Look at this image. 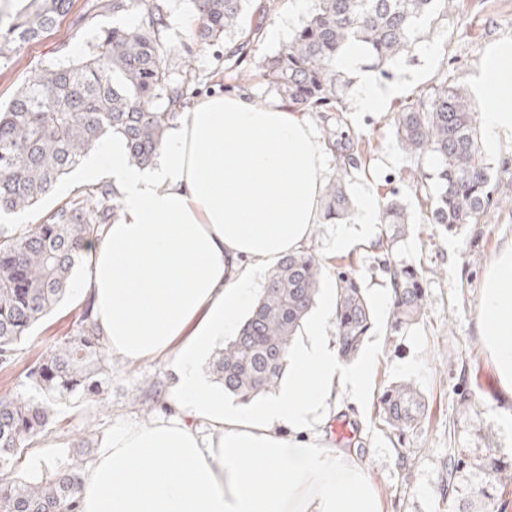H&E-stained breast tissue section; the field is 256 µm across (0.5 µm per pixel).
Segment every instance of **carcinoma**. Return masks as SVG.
<instances>
[{
  "label": "carcinoma",
  "instance_id": "obj_1",
  "mask_svg": "<svg viewBox=\"0 0 512 512\" xmlns=\"http://www.w3.org/2000/svg\"><path fill=\"white\" fill-rule=\"evenodd\" d=\"M248 0H192L197 18L194 40L215 44L239 28ZM71 0H30L7 28L0 27V55L51 31ZM458 0H315L307 20L258 69L294 112H341L349 86L342 67L346 47H366L370 68L383 76L390 65L448 19ZM118 17L141 16L129 28L114 23L98 31L89 50L33 71L12 100L0 106V215L35 210L85 152L106 135L127 142L128 161L142 166L157 157L171 122L193 94L187 73L165 65L168 27L165 0H104ZM405 153L416 164V193L422 217L452 232L478 223L494 202L489 166L478 137L471 95L444 79L390 117ZM435 159L427 172L426 158ZM346 165L324 184L323 218H348L357 201ZM121 208L115 187L106 183L78 189L45 212L36 224H0V363L73 287L74 269L86 245L100 239ZM383 224L405 228L409 214L396 199L381 209ZM386 238L383 269L391 285L395 325L418 320L425 310L424 272L390 261ZM337 350L354 358L373 326V309L359 276L336 268ZM322 266L308 249L283 257L268 273L261 295L237 333L212 360L224 392L247 403L278 388L291 343L316 303ZM91 300L79 314L75 335L58 343L28 373V391L0 396V512H79L83 464L56 458L44 465L48 476L35 482L14 476L28 450L47 437L53 406L66 396L91 402L99 397V377L110 365ZM379 419L403 435L426 415V401L409 382L390 383L377 396Z\"/></svg>",
  "mask_w": 512,
  "mask_h": 512
}]
</instances>
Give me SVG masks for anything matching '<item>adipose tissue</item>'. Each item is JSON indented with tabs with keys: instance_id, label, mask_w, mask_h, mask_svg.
Returning a JSON list of instances; mask_svg holds the SVG:
<instances>
[{
	"instance_id": "adipose-tissue-1",
	"label": "adipose tissue",
	"mask_w": 512,
	"mask_h": 512,
	"mask_svg": "<svg viewBox=\"0 0 512 512\" xmlns=\"http://www.w3.org/2000/svg\"><path fill=\"white\" fill-rule=\"evenodd\" d=\"M363 56L351 44L343 63L362 85L358 110H377L402 87L377 83ZM481 87L495 102L486 126L512 135V50L486 63ZM322 174L302 113L246 93L182 113L147 166L128 163L118 136L89 150L79 180L113 184L123 210L92 243L82 292L114 356L169 359L178 381L166 413L113 429L84 480L80 512H381L355 459L309 435L336 388L358 399L369 392L367 368H346L328 344L334 300L289 348L284 391L261 404L225 402L197 369L235 333L260 271L307 245ZM478 329L512 390V241L483 291Z\"/></svg>"
}]
</instances>
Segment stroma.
Returning <instances> with one entry per match:
<instances>
[{"label":"stroma","instance_id":"1","mask_svg":"<svg viewBox=\"0 0 512 512\" xmlns=\"http://www.w3.org/2000/svg\"><path fill=\"white\" fill-rule=\"evenodd\" d=\"M98 3L72 0L69 12L51 32L0 61V105L15 95L32 71L78 57L99 28L111 26V14L99 9ZM264 3L249 0L246 7L245 26L262 25L264 33L239 60V67L245 70H253L260 58L276 53L308 17L307 12L293 10V0H279L269 15L262 12ZM167 12L169 51L165 62L172 71H179L185 48H193L196 99L227 88L247 92L262 105L275 98L274 89L261 78L234 83L225 79L227 49L238 45V37L197 46L185 24L193 15L190 0H167ZM273 27L281 30L279 40H270L266 34ZM504 45L512 46V0H461L459 8L449 12L447 23L394 65V80L403 86L400 96L379 111L359 112L355 106L360 90L354 85L345 100L349 133L369 139L372 145L350 190L358 198L372 193L380 205L398 198L413 215V223L397 239L393 256L397 262H412L426 270L424 315L402 328L393 326L389 280L381 269L383 224H374L367 239L344 249L334 242L340 223L317 224L308 243L326 272H334L340 265L352 266L375 309L374 327L361 350L371 358L369 393L355 404L345 392H338L312 435L333 447L337 441L329 433L330 425L338 422L356 430V442L349 452L373 482L384 512H491L502 502L507 512H512V485L504 488L488 477L493 459L503 473L512 475V402L502 399L501 378L478 334L477 322L485 282L503 246L512 240V202L503 201L512 181V137L495 136L480 128L491 179L500 185L501 200L488 207L478 226L451 233L444 225L420 219L418 196L410 179L413 164L388 122L391 113L443 74L449 84L468 86L478 112H487L490 104L480 90L479 76L489 55ZM82 306L78 289H71L33 327L10 365L0 366V396L25 391L29 368L48 349L73 336ZM402 380L416 385L429 409L427 417L399 442L379 423L376 401L384 385ZM156 388L166 395L175 389L169 361L131 365L113 360L109 375L102 379V402L60 400L48 441L29 451L18 476L28 478L40 471L42 461L71 457L79 447L87 451L85 464L93 465L102 438L113 427L145 421L160 412L161 402L149 400ZM400 444L408 450L407 459H400L396 452ZM457 457L461 465L449 470V460ZM447 481L452 487L446 492L442 485Z\"/></svg>","mask_w":512,"mask_h":512}]
</instances>
